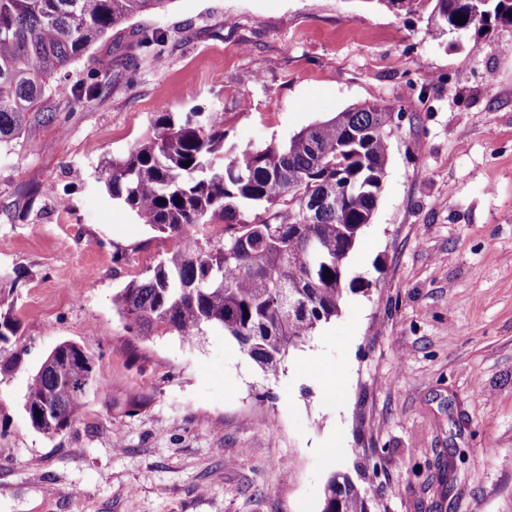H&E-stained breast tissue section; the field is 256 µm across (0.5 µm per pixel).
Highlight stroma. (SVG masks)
Instances as JSON below:
<instances>
[{"label":"stroma","mask_w":512,"mask_h":512,"mask_svg":"<svg viewBox=\"0 0 512 512\" xmlns=\"http://www.w3.org/2000/svg\"><path fill=\"white\" fill-rule=\"evenodd\" d=\"M430 11L165 0L50 81L0 157V275L14 280L0 316L15 327L0 341V512H321L336 472L370 512H512V26L436 37ZM154 28L161 52L132 50ZM99 70L101 95L75 106ZM365 102L395 127L354 285L277 375L219 329L128 332L113 298L173 242L112 200L104 159L162 105L220 111L242 148ZM64 341L93 353L105 391L47 437L25 394ZM307 356L335 397L300 371ZM302 369L314 376L321 385L324 395L331 396L336 393L335 385L331 381V377L324 372L321 361L317 357H308L301 361Z\"/></svg>","instance_id":"obj_1"}]
</instances>
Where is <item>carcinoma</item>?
Masks as SVG:
<instances>
[{
  "mask_svg": "<svg viewBox=\"0 0 512 512\" xmlns=\"http://www.w3.org/2000/svg\"><path fill=\"white\" fill-rule=\"evenodd\" d=\"M433 4L428 24L440 35L482 34L512 25V0H398L412 11ZM166 0H0V146L26 124L52 78L67 72L107 31ZM464 18L462 25L455 20ZM155 28L136 47L155 51ZM103 81L80 85L89 106ZM391 109L368 103L316 121L285 143L225 145L214 112L154 113L152 132L100 171L112 199L174 247L114 297L136 335L194 337L220 328L268 375L290 350L336 316L347 285L346 261L371 223L381 192ZM164 203H159V200ZM263 211L250 215V209ZM224 223L218 238L197 230ZM92 355L54 356L31 377L24 410L36 431L70 429L86 404L81 386L103 391ZM321 512H369L367 498L332 474Z\"/></svg>",
  "mask_w": 512,
  "mask_h": 512,
  "instance_id": "obj_1",
  "label": "carcinoma"
}]
</instances>
